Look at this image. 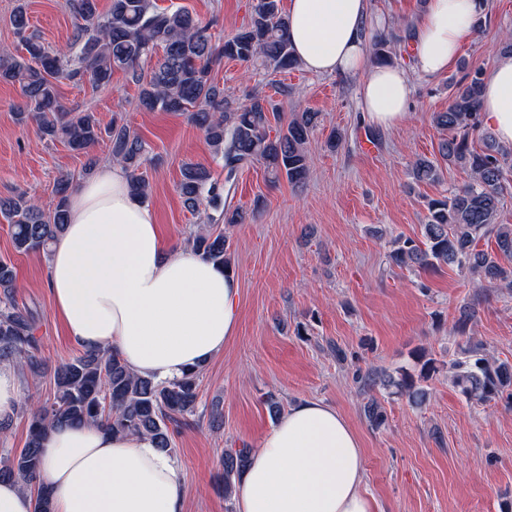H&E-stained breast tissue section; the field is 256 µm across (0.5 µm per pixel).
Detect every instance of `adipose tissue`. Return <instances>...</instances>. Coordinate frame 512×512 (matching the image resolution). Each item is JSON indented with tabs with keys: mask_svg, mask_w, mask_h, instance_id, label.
<instances>
[{
	"mask_svg": "<svg viewBox=\"0 0 512 512\" xmlns=\"http://www.w3.org/2000/svg\"><path fill=\"white\" fill-rule=\"evenodd\" d=\"M480 0H428L413 28L416 73L438 75L473 32ZM368 0H289L290 45L314 74H362V107L389 127L409 114L413 83L375 64L361 37ZM481 110L512 145V58L483 77ZM53 312L83 350L118 351L158 382L223 351L238 324L233 272L167 247L153 208L126 170L100 165L69 198V222L47 265ZM361 443L346 419L315 400L291 406L252 449L237 481L235 512H375L363 489ZM41 481L52 512H184L179 464L147 436H115L97 423L53 428Z\"/></svg>",
	"mask_w": 512,
	"mask_h": 512,
	"instance_id": "obj_1",
	"label": "adipose tissue"
}]
</instances>
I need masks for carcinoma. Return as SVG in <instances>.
I'll return each instance as SVG.
<instances>
[{
  "label": "carcinoma",
  "instance_id": "1",
  "mask_svg": "<svg viewBox=\"0 0 512 512\" xmlns=\"http://www.w3.org/2000/svg\"><path fill=\"white\" fill-rule=\"evenodd\" d=\"M70 5L76 19L73 33L69 44L56 50L27 33L25 4L16 9L13 22L25 54L0 56V81L21 88L25 106L15 111L18 122L34 120L43 138L60 140L78 154L107 140L112 160L129 173L134 194L147 196L145 173L154 159L141 137L115 119L103 129L93 113L73 114L59 101L61 81L97 88L108 85L113 71L120 69L138 85L141 109L182 114L204 131L227 179L259 164L274 180L284 176L293 185L305 181L310 171L308 144L320 113L299 112L283 125L272 98L252 93L240 100L225 94L212 76L213 64L223 57L274 72L299 66L280 0H256L249 22L222 44L212 41L209 27L191 12L160 10L153 0H110L105 13L98 10V0H70ZM159 47L163 54L157 58ZM371 53L377 64L393 62V49L385 39L375 40ZM145 63L150 64L146 73L142 72ZM482 83V72L472 71L450 96L448 109L434 113L435 125L446 132L439 143V158H418L411 170L415 182L431 183L439 180L444 163L467 171L470 182L448 196L429 200L422 241L395 239L389 260L397 267L424 272L456 267L476 282L511 289L512 224L497 219L505 195L512 192V181L499 144L486 136L484 148L478 150L471 138L480 125ZM181 176L185 208L195 213L204 204L218 213L207 215V224L192 236V252L230 269L229 241L219 221L239 224L246 212L224 207V183L205 166L186 163ZM70 186L69 177L60 178L56 203L48 210L23 194L0 197V216L9 223L18 253L50 255L68 222ZM482 242L493 248H483ZM17 281L15 265L0 260V361L14 362L38 375L42 364L36 355L35 312L16 301ZM460 355L450 365V380L469 402L484 405L504 394L512 398V364L490 361L471 345L461 348ZM199 377L200 369L191 368L179 379L157 383L131 373L113 350L80 353L55 370L52 400L31 410L23 405L14 409V414L27 416L28 434L24 446L0 463V480L33 488L47 433L62 424L101 422L114 434L147 435L156 447L173 452L175 433L196 413ZM378 383L415 405L427 397L406 371L380 379L367 375V385ZM250 451L246 444L224 449L227 500Z\"/></svg>",
  "mask_w": 512,
  "mask_h": 512
}]
</instances>
